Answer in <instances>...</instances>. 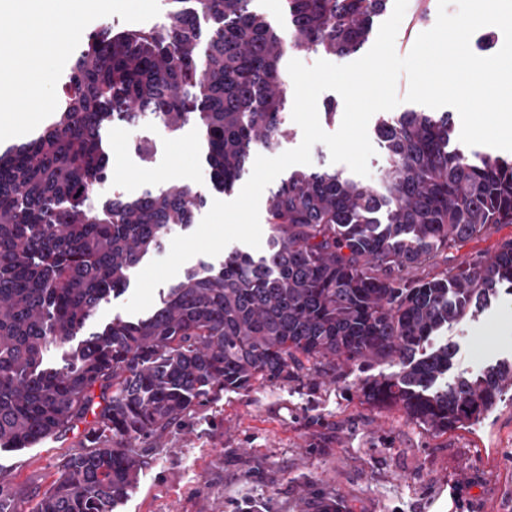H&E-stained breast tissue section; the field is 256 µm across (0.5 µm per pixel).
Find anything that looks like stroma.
Returning a JSON list of instances; mask_svg holds the SVG:
<instances>
[{"instance_id": "1", "label": "stroma", "mask_w": 512, "mask_h": 512, "mask_svg": "<svg viewBox=\"0 0 512 512\" xmlns=\"http://www.w3.org/2000/svg\"><path fill=\"white\" fill-rule=\"evenodd\" d=\"M408 0L395 49L407 55L435 23L438 0L426 19ZM152 143L143 161L136 141ZM111 180L84 201L97 209L115 193L137 196L171 182L208 200L214 188L201 128L170 133L153 118L116 124L103 132ZM512 238V224H493L479 238L443 252L449 266L491 257ZM455 349L450 377H469L499 360L512 362V295L449 326ZM370 372L345 368L341 378L310 375L268 381L209 398L161 439L139 474L134 493L115 512H512V389L478 421L436 436L396 409L367 404L359 390ZM82 429L0 454V482L21 497L40 494L55 464L78 451Z\"/></svg>"}]
</instances>
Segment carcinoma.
Wrapping results in <instances>:
<instances>
[{"instance_id":"1","label":"carcinoma","mask_w":512,"mask_h":512,"mask_svg":"<svg viewBox=\"0 0 512 512\" xmlns=\"http://www.w3.org/2000/svg\"><path fill=\"white\" fill-rule=\"evenodd\" d=\"M162 31L86 36L57 120L0 154V447L26 448L88 423L27 512H112L153 444L212 395L355 362L389 363L360 391L435 434L476 420L512 386V364L445 381L454 351L432 337L512 292V238L448 269L439 254L512 224V159L449 148L448 113L405 111L375 127L382 187L336 170L293 171L266 198L267 250L239 249L217 272L188 271L146 317L89 333L64 366L44 352L83 333L130 271L201 194L180 183L81 202L112 177L101 131L151 115L204 131L215 187L229 193L260 148L291 134L281 64L290 52L349 56L390 0H285L288 32L254 0H171ZM208 27H202L198 13ZM92 421H87V417ZM24 500L0 484V512Z\"/></svg>"}]
</instances>
